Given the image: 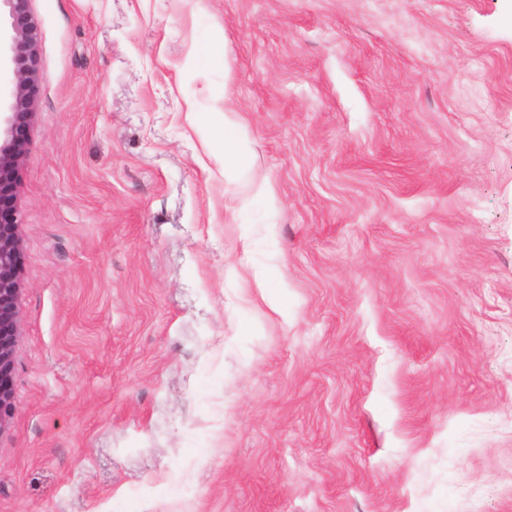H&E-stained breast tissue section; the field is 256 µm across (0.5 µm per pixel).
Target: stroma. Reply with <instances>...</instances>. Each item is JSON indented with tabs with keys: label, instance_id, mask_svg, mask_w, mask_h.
<instances>
[{
	"label": "stroma",
	"instance_id": "stroma-1",
	"mask_svg": "<svg viewBox=\"0 0 512 512\" xmlns=\"http://www.w3.org/2000/svg\"><path fill=\"white\" fill-rule=\"evenodd\" d=\"M32 12L0 512H512V0Z\"/></svg>",
	"mask_w": 512,
	"mask_h": 512
}]
</instances>
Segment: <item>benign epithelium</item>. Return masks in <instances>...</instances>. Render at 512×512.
<instances>
[{
  "instance_id": "7a95c632",
  "label": "benign epithelium",
  "mask_w": 512,
  "mask_h": 512,
  "mask_svg": "<svg viewBox=\"0 0 512 512\" xmlns=\"http://www.w3.org/2000/svg\"><path fill=\"white\" fill-rule=\"evenodd\" d=\"M32 0H0V13L8 17L7 48L0 68L10 75L6 111H0V202L16 195L15 174L26 152L17 129L37 108L35 86L39 78V31ZM19 220L0 207V431L13 414L10 382L15 367L14 348L19 336Z\"/></svg>"
}]
</instances>
